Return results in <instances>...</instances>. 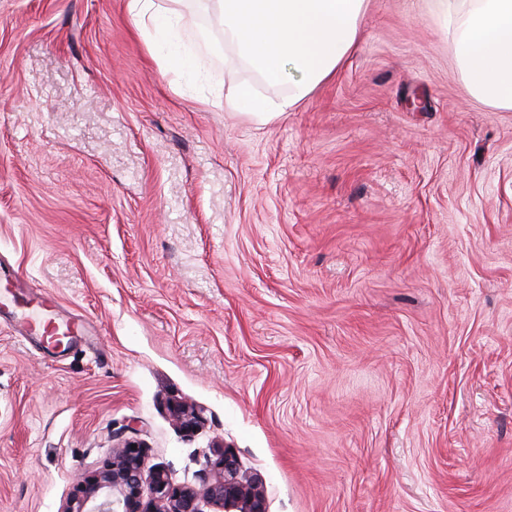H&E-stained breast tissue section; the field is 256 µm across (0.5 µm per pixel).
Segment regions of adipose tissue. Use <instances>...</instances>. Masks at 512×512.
I'll list each match as a JSON object with an SVG mask.
<instances>
[{
  "instance_id": "1",
  "label": "adipose tissue",
  "mask_w": 512,
  "mask_h": 512,
  "mask_svg": "<svg viewBox=\"0 0 512 512\" xmlns=\"http://www.w3.org/2000/svg\"><path fill=\"white\" fill-rule=\"evenodd\" d=\"M184 0H128L143 38L148 22H164L169 47L188 26ZM366 0H206L225 40L270 83H288L279 100L240 88L231 107L267 124L293 109L314 87L332 78L357 49ZM447 28L458 73L467 91L485 104L512 110V0H425Z\"/></svg>"
}]
</instances>
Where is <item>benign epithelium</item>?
I'll return each instance as SVG.
<instances>
[{
  "instance_id": "obj_1",
  "label": "benign epithelium",
  "mask_w": 512,
  "mask_h": 512,
  "mask_svg": "<svg viewBox=\"0 0 512 512\" xmlns=\"http://www.w3.org/2000/svg\"><path fill=\"white\" fill-rule=\"evenodd\" d=\"M176 422L188 431L201 421L200 411L183 403L172 407ZM214 477L200 487L176 486L160 466L147 467L142 447L131 443L113 449L112 457L80 476L61 512H201L207 501L224 512H268L265 485L258 475L241 470L236 454L222 446L213 449ZM149 476L150 498L144 499V476Z\"/></svg>"
}]
</instances>
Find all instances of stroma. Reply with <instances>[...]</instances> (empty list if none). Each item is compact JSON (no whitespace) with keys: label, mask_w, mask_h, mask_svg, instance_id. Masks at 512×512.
I'll return each mask as SVG.
<instances>
[{"label":"stroma","mask_w":512,"mask_h":512,"mask_svg":"<svg viewBox=\"0 0 512 512\" xmlns=\"http://www.w3.org/2000/svg\"><path fill=\"white\" fill-rule=\"evenodd\" d=\"M184 11L198 77L126 0H0V264L90 329L0 319V512H61L127 441L193 486L224 444L268 512H512V111L421 0H368L258 124L228 100L288 85Z\"/></svg>","instance_id":"stroma-1"}]
</instances>
